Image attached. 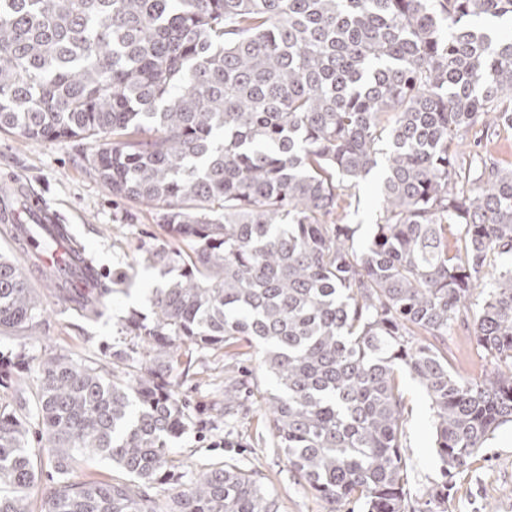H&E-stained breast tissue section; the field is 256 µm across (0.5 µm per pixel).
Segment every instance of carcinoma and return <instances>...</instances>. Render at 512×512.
Wrapping results in <instances>:
<instances>
[{"label":"carcinoma","instance_id":"obj_1","mask_svg":"<svg viewBox=\"0 0 512 512\" xmlns=\"http://www.w3.org/2000/svg\"><path fill=\"white\" fill-rule=\"evenodd\" d=\"M480 18L487 25L475 24ZM512 0H0V131L99 144L112 198L155 211L146 265L179 275L122 330L112 370L58 354L33 404L0 405V512H280L254 470L185 481L182 350L242 344L275 390L265 427L327 512H405L401 371L430 402L443 505L457 472L512 422V170L469 180L459 133L512 129ZM383 162L380 218L357 250L353 189ZM474 187L466 188L468 183ZM456 229L464 251L448 250ZM97 284L78 300L99 314ZM481 301L475 380L443 348ZM44 309L0 256V331ZM243 384L224 376V417ZM42 450H32V439ZM84 457L120 475L72 482ZM171 490L166 507L154 491Z\"/></svg>","mask_w":512,"mask_h":512}]
</instances>
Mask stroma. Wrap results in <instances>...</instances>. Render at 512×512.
<instances>
[{
	"label": "stroma",
	"mask_w": 512,
	"mask_h": 512,
	"mask_svg": "<svg viewBox=\"0 0 512 512\" xmlns=\"http://www.w3.org/2000/svg\"><path fill=\"white\" fill-rule=\"evenodd\" d=\"M96 146L86 141L31 142L20 135L0 133V195L20 210L28 197H36L53 211L59 223L94 256L104 283L124 277L113 293L101 300V313L93 319L79 315L58 289L46 286L29 255L13 240V227L0 222V254L26 267L47 312V321L36 339L0 334V355L25 351L27 367L13 371L11 381L0 387V401L13 402L18 388H29L31 369L45 358L64 353L76 359L93 358L112 364V343L120 335L121 321L131 311L151 316L155 291L167 275L146 266L142 258L159 228L144 207L116 202L108 188L89 169ZM381 169H374L356 187L358 210L354 216L359 241L368 240L379 217ZM472 331L458 325L448 340L454 371L481 379L492 373L488 358L477 353ZM406 402L402 453L408 464L406 512H423L428 495L440 481V461L434 448V417L420 385L401 374ZM176 392L195 409L192 426L173 439L170 448L186 472L228 461L257 470L264 487L276 495L280 512H327L325 502L290 473L283 455L274 452L255 398H248L250 412L225 424L214 409L224 398V352L208 350L183 358ZM448 512H512V423L495 430L467 469L457 474L448 499Z\"/></svg>",
	"instance_id": "obj_1"
}]
</instances>
